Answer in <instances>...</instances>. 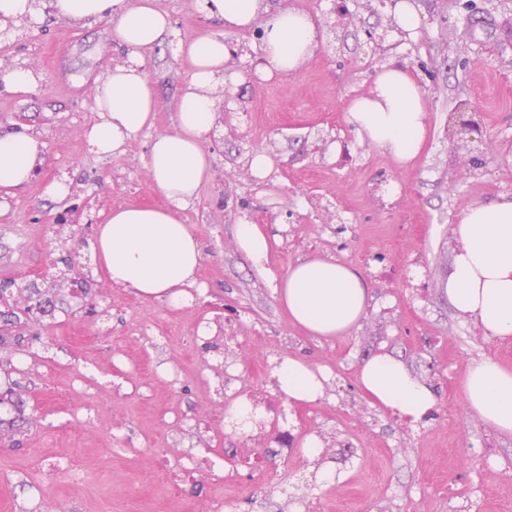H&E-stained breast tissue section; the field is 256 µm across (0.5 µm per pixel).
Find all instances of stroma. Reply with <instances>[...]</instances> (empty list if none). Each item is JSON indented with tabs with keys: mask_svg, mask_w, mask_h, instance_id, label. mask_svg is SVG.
Listing matches in <instances>:
<instances>
[{
	"mask_svg": "<svg viewBox=\"0 0 512 512\" xmlns=\"http://www.w3.org/2000/svg\"><path fill=\"white\" fill-rule=\"evenodd\" d=\"M268 2L305 9L333 29L294 75L232 74L238 97L208 145L212 180L183 213L204 246L205 293L182 308L113 289L90 250L112 208L161 202L144 168L145 142L103 159L83 135L96 78L123 58L108 22L43 13L0 36V70L29 69L39 79L33 92H0V126L29 125L51 155L0 209V281L21 288L70 265L83 273L80 297L61 293L52 315L22 316L12 332L10 354L26 362L9 375L24 426L0 440V512H36L44 491L62 512H201L215 490L207 473L179 497L169 495L167 483L140 488L134 480L153 467L156 451L176 458L213 449L256 458L224 487L237 512H512V436L468 414L460 393L477 360L490 356L512 367V342L487 339L444 292L461 209L512 194V0H408L421 25L405 36L391 26L394 8L379 0ZM157 3L173 26L147 69L162 102L155 129L163 132L173 127L174 103L190 73L175 54L177 42L225 32L197 0ZM342 3L353 22H339L334 9ZM392 61L431 90L425 153L409 168L361 142L343 108ZM462 101L477 107L496 141L477 169L448 134ZM260 150L275 159L262 178L250 168ZM53 181L68 184L64 198L45 196ZM71 207L86 227L83 237L60 235L55 218ZM246 219L277 236L268 262L275 273L313 254L360 268L374 299L358 328L317 341L291 325L238 249L235 226ZM202 322L212 328L205 341L194 337ZM74 326L89 343L72 357L117 364L108 390L117 408L91 417L82 438L71 432L70 415L95 405L100 393H70L69 371L49 361ZM382 350L434 385L439 402L429 419L413 426L363 397L358 367ZM297 354L331 372L324 398L287 407L280 422L321 441L316 459L282 447L272 430L247 438L196 420L218 389L228 402L278 397L273 370ZM119 439L128 440V451L111 454ZM56 456L79 460L86 480L73 485L51 471Z\"/></svg>",
	"mask_w": 512,
	"mask_h": 512,
	"instance_id": "1",
	"label": "stroma"
}]
</instances>
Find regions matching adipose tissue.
I'll use <instances>...</instances> for the list:
<instances>
[{
	"label": "adipose tissue",
	"mask_w": 512,
	"mask_h": 512,
	"mask_svg": "<svg viewBox=\"0 0 512 512\" xmlns=\"http://www.w3.org/2000/svg\"><path fill=\"white\" fill-rule=\"evenodd\" d=\"M52 16L73 22L108 20L112 41L126 62L100 75L94 117L86 138L100 156L125 153L148 138L145 168L162 207L121 206L96 228L94 255L112 287L179 308L192 305L205 288L198 280L204 260L200 240L182 213L198 198L213 174L207 148L220 126L218 90L230 50L223 35L204 34L179 44L191 71L176 102L172 130L154 132L160 108L147 76L148 51L165 41L171 21L155 0H0V23L35 17L41 5ZM208 16L225 33L262 27L264 62L270 78L300 69L325 38L316 17L292 7L269 11L263 0H205ZM347 122L358 138L399 167L420 155L428 133L425 94L410 68L398 63L376 71L368 94L347 99ZM50 163L45 142L28 126L0 132V208ZM456 246L444 292L454 311L487 337L512 341V196L462 208L454 227ZM241 252L270 283L291 322L308 335L348 334L366 314L371 286L353 265L322 256L289 267L283 275L268 268L270 240L259 224L236 228ZM279 392L295 405L322 399L330 375L303 355L284 358L273 372ZM359 384L375 406L416 424L438 405L433 385L394 355L381 351L359 369ZM466 410L497 432L512 435V370L487 357L472 364L462 381Z\"/></svg>",
	"instance_id": "ef3b65f1"
}]
</instances>
